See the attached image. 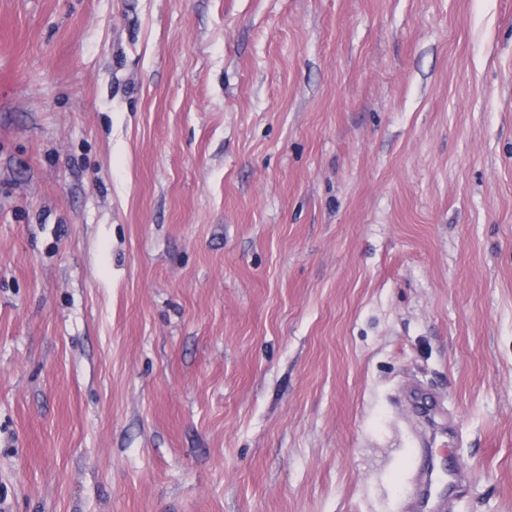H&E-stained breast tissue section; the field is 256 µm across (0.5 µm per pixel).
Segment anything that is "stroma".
<instances>
[{"label": "stroma", "instance_id": "35a3bbf8", "mask_svg": "<svg viewBox=\"0 0 512 512\" xmlns=\"http://www.w3.org/2000/svg\"><path fill=\"white\" fill-rule=\"evenodd\" d=\"M512 512V0H0V512ZM420 459L411 490L414 511L443 512L446 500L466 485L468 475L458 467H449L434 448L422 450Z\"/></svg>", "mask_w": 512, "mask_h": 512}]
</instances>
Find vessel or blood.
I'll return each mask as SVG.
<instances>
[{"label": "vessel or blood", "mask_w": 512, "mask_h": 512, "mask_svg": "<svg viewBox=\"0 0 512 512\" xmlns=\"http://www.w3.org/2000/svg\"><path fill=\"white\" fill-rule=\"evenodd\" d=\"M411 497L415 512H442L446 500L466 484V471L448 466L442 453L427 448L420 454Z\"/></svg>", "instance_id": "b4317fda"}]
</instances>
